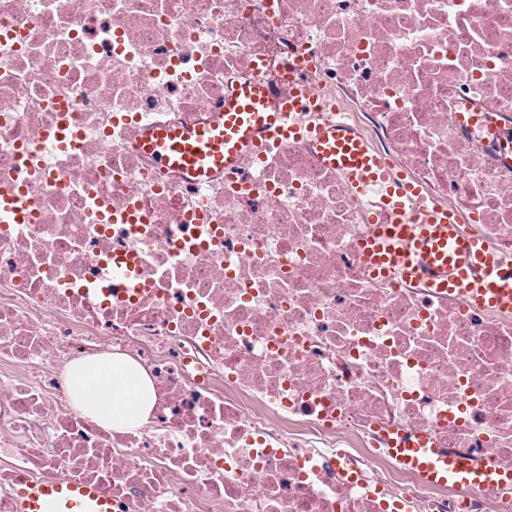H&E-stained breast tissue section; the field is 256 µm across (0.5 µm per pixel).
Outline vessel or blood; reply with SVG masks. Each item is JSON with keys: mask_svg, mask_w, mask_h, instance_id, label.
<instances>
[{"mask_svg": "<svg viewBox=\"0 0 512 512\" xmlns=\"http://www.w3.org/2000/svg\"><path fill=\"white\" fill-rule=\"evenodd\" d=\"M316 105V98L301 85L281 109L264 90L243 84L225 97L210 122L156 133L144 146L161 166L203 181L214 170H235L239 153L260 136L309 137L325 165L342 171L356 194H382L383 216L361 247L366 264L384 274L401 270L410 281L426 279L429 287L479 305L512 310V270L479 237L463 233L452 210L420 207L418 188L405 178L392 177L386 162L345 124L326 121L305 130L291 124L292 113ZM390 453L432 484H466L487 491L512 485L511 475L495 474L470 458L450 455L421 435L392 438ZM15 493L17 512H112L110 498L79 482L22 478Z\"/></svg>", "mask_w": 512, "mask_h": 512, "instance_id": "obj_1", "label": "vessel or blood"}]
</instances>
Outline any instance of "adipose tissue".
I'll return each mask as SVG.
<instances>
[{
  "label": "adipose tissue",
  "instance_id": "obj_1",
  "mask_svg": "<svg viewBox=\"0 0 512 512\" xmlns=\"http://www.w3.org/2000/svg\"><path fill=\"white\" fill-rule=\"evenodd\" d=\"M69 383L76 411L118 431L144 425L155 403L145 370L121 353L105 352L72 364Z\"/></svg>",
  "mask_w": 512,
  "mask_h": 512
}]
</instances>
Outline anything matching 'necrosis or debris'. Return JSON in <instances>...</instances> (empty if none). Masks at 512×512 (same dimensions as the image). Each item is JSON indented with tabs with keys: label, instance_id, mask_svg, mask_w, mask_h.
<instances>
[{
	"label": "necrosis or debris",
	"instance_id": "1",
	"mask_svg": "<svg viewBox=\"0 0 512 512\" xmlns=\"http://www.w3.org/2000/svg\"><path fill=\"white\" fill-rule=\"evenodd\" d=\"M299 76L392 174L512 263V0H0V512L16 477L113 512H512L433 486L386 436L512 474V312L376 275V194L263 139L191 183L142 147L238 84ZM132 354L155 404L116 431L68 368Z\"/></svg>",
	"mask_w": 512,
	"mask_h": 512
}]
</instances>
